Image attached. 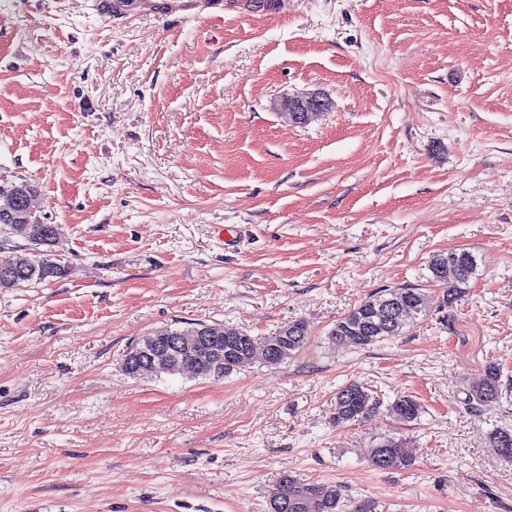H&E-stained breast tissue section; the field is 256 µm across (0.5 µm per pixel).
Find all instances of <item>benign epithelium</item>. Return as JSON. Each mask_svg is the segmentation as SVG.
Returning a JSON list of instances; mask_svg holds the SVG:
<instances>
[{
    "mask_svg": "<svg viewBox=\"0 0 512 512\" xmlns=\"http://www.w3.org/2000/svg\"><path fill=\"white\" fill-rule=\"evenodd\" d=\"M330 107V102L318 93H308L284 101L279 114L288 121H307L317 112H324ZM33 210L28 199L16 197L0 205V214L4 216V223L0 224V244H8L14 235L20 232L18 221L23 219V214ZM227 345L226 354L238 358L242 353L254 357L256 349H261L264 360L273 364L284 351L280 344L262 342L257 345L254 337L239 333L236 336L225 337ZM210 346H219V339L209 334L206 329L198 330L192 336H174L166 331L158 330L143 337L138 352L132 357H127L123 363V371L140 375L143 365L154 369L176 370L179 365L187 360L194 359L201 350Z\"/></svg>",
    "mask_w": 512,
    "mask_h": 512,
    "instance_id": "1",
    "label": "benign epithelium"
}]
</instances>
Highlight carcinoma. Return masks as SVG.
<instances>
[{"instance_id": "carcinoma-1", "label": "carcinoma", "mask_w": 512, "mask_h": 512, "mask_svg": "<svg viewBox=\"0 0 512 512\" xmlns=\"http://www.w3.org/2000/svg\"><path fill=\"white\" fill-rule=\"evenodd\" d=\"M37 189L28 182L0 184V195L25 194L35 197ZM24 242L20 252L9 262L14 287L21 288L32 283H42L50 279L61 278L66 274L64 266L50 258L52 247L58 243L60 234L50 240L43 238L44 225L34 216L23 221ZM450 255L437 254L429 264L432 276L443 280L449 287L443 291V303L453 306L465 293L464 285L476 269L475 257L468 253L461 267L454 270L453 282L443 277L447 273ZM405 303V311L393 321L385 320V308L393 300ZM426 295L416 288H397L373 299L365 300L339 319L329 332L331 340L338 345L362 348L402 333L405 326L426 312ZM288 337V352L281 357L285 361L300 352L308 342L307 325L302 321H293L278 332ZM202 358L206 363L204 370L192 373L194 377H222L241 367L230 365L224 355L215 356L210 349L203 350ZM502 383L499 368L490 364L485 369L484 378L466 393L464 405L477 410L499 401ZM379 407V401L366 387L350 382L337 389L332 402L333 420L338 423L362 421L370 418ZM422 406L411 395H399L388 404L387 411L395 418L412 422L418 419ZM512 432L497 431L490 438V446L506 458L512 459V443L504 444V437ZM368 459L379 470H400L412 465L404 442L400 439L386 438L368 448ZM283 482V505L278 507L269 502L268 512H342L344 493L340 486L317 481H309L290 474L281 479Z\"/></svg>"}]
</instances>
